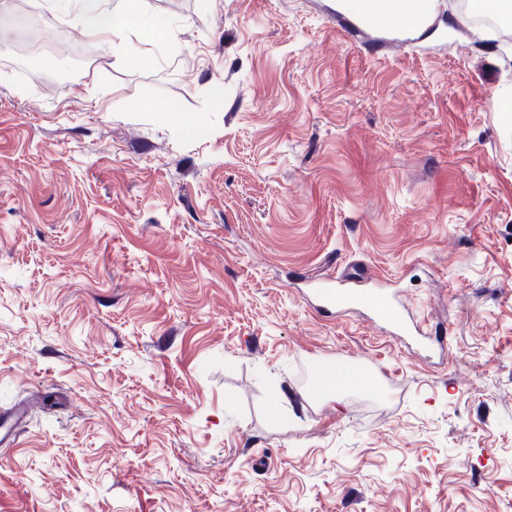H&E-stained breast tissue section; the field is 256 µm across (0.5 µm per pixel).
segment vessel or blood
I'll use <instances>...</instances> for the list:
<instances>
[{"label":"vessel or blood","instance_id":"1","mask_svg":"<svg viewBox=\"0 0 512 512\" xmlns=\"http://www.w3.org/2000/svg\"><path fill=\"white\" fill-rule=\"evenodd\" d=\"M302 293L306 300L325 312H342L352 305L361 306L369 311L374 325L392 335L424 333L422 324L411 318L397 294L373 277L361 285L354 281L340 284L332 277H311L305 280Z\"/></svg>","mask_w":512,"mask_h":512}]
</instances>
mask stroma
Returning a JSON list of instances; mask_svg holds the SVG:
<instances>
[{
  "label": "stroma",
  "mask_w": 512,
  "mask_h": 512,
  "mask_svg": "<svg viewBox=\"0 0 512 512\" xmlns=\"http://www.w3.org/2000/svg\"><path fill=\"white\" fill-rule=\"evenodd\" d=\"M459 4L144 0L145 64L0 0V512H512V28ZM357 273L426 350L297 293ZM345 2L346 8L351 13H360L359 16L352 18L358 25H362L364 27L373 28V12L380 9L383 5V0H372L374 3V8L372 10L366 11L370 9V0H342ZM374 29V28H373ZM409 0H387L383 10L375 15V25L384 28L389 24L403 22L408 19L405 7ZM322 379L330 393L338 394L347 388H358L367 392H375L377 389V380L357 366L336 368L333 372L326 370L322 374Z\"/></svg>",
  "instance_id": "1"
}]
</instances>
